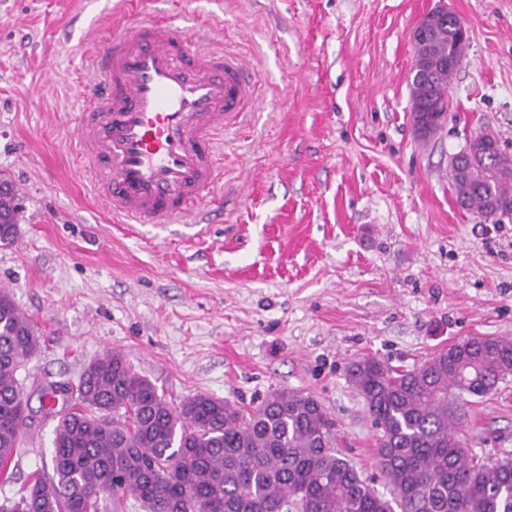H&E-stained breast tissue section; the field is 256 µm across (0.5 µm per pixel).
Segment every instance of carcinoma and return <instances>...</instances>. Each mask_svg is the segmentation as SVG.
Masks as SVG:
<instances>
[{
    "label": "carcinoma",
    "instance_id": "obj_1",
    "mask_svg": "<svg viewBox=\"0 0 512 512\" xmlns=\"http://www.w3.org/2000/svg\"><path fill=\"white\" fill-rule=\"evenodd\" d=\"M455 15L430 35L436 76L409 80L414 112L447 110L457 68ZM450 177L463 208L497 222L512 214V172L492 150ZM19 210L0 203V243ZM39 345L30 320L0 290V472L25 423L16 377ZM512 375V339L471 336L413 369L369 356L349 368L377 430L388 499L335 448L334 423L311 395L275 391L250 410L198 394L175 406L119 351L90 362L54 430L42 468L0 512H512V460L480 461L459 435L448 397H484Z\"/></svg>",
    "mask_w": 512,
    "mask_h": 512
}]
</instances>
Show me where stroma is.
Instances as JSON below:
<instances>
[{"instance_id":"1","label":"stroma","mask_w":512,"mask_h":512,"mask_svg":"<svg viewBox=\"0 0 512 512\" xmlns=\"http://www.w3.org/2000/svg\"><path fill=\"white\" fill-rule=\"evenodd\" d=\"M138 2L246 61L257 112L227 138L210 223H112L78 173L73 118L82 59L124 0H0V177L19 207L0 289L41 338L17 373L29 418L0 499L51 460L42 384L77 382L109 349L174 404L311 394L389 494L351 362L411 369L469 336L512 338V216L461 209L448 178L479 134L512 155V0ZM442 4L469 45L422 138L411 31ZM458 406L470 453L512 459V377Z\"/></svg>"}]
</instances>
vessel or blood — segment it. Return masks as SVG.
<instances>
[{
  "label": "vessel or blood",
  "instance_id": "vessel-or-blood-1",
  "mask_svg": "<svg viewBox=\"0 0 512 512\" xmlns=\"http://www.w3.org/2000/svg\"><path fill=\"white\" fill-rule=\"evenodd\" d=\"M81 84L74 137L113 223L204 218L218 137L255 104L245 61L141 13L113 24Z\"/></svg>",
  "mask_w": 512,
  "mask_h": 512
}]
</instances>
